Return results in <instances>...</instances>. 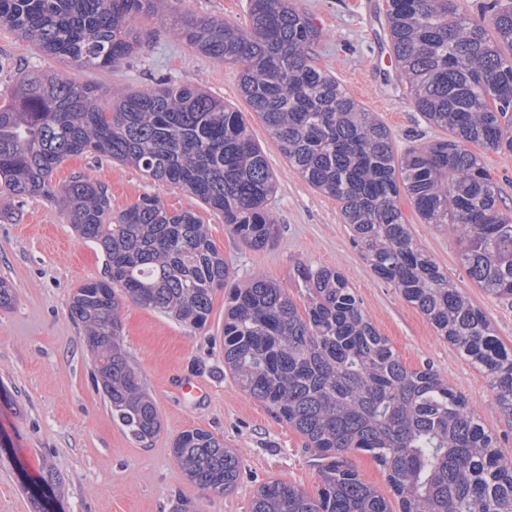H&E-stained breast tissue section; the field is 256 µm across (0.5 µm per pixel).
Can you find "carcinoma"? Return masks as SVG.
I'll use <instances>...</instances> for the list:
<instances>
[{
	"label": "carcinoma",
	"mask_w": 512,
	"mask_h": 512,
	"mask_svg": "<svg viewBox=\"0 0 512 512\" xmlns=\"http://www.w3.org/2000/svg\"><path fill=\"white\" fill-rule=\"evenodd\" d=\"M167 0H0V20L48 56L78 69L112 70L142 46L135 24ZM488 21L454 0H387L398 77L414 108L448 136L395 151L387 127L328 71L323 32L296 0H250L249 27L196 18L181 37L238 67L239 89L288 166L341 204L342 222L372 270L392 283L439 335L490 379L493 404L512 417V347L485 313L423 252L399 207L407 195L426 224L460 245L467 275L512 299V211L469 145L512 152V0H491ZM94 152L186 191L254 250L274 242L275 180L243 114L224 100L166 79L126 93L50 70L17 74L0 98V194L55 204L79 236L106 255L101 279L73 294L112 419L140 440L161 430L156 406L120 343L123 301L204 327L212 296L233 272L204 224L144 194L112 212L108 188L77 175L53 183L69 156ZM311 300L255 277L228 296L224 367L272 408L319 458L316 493L262 484L250 512H393L346 458L370 455L398 512H512V450L431 366L406 367L364 313L346 276L303 268ZM176 464L203 489L227 494L241 460L194 428L174 442Z\"/></svg>",
	"instance_id": "cac0c4a2"
}]
</instances>
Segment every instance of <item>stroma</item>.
I'll return each mask as SVG.
<instances>
[{"label": "stroma", "instance_id": "stroma-1", "mask_svg": "<svg viewBox=\"0 0 512 512\" xmlns=\"http://www.w3.org/2000/svg\"><path fill=\"white\" fill-rule=\"evenodd\" d=\"M297 5L324 33L316 48L318 65L387 127L397 151L443 137L442 129L417 112L396 77L386 0H297ZM200 17L248 27L249 0H175L165 16H139L144 49L109 72L69 69L0 21V91L10 88L18 71L56 69L70 71L80 82L123 90H142L165 76L223 98L243 112L277 180L271 207L279 234L265 249L244 245L198 199L107 157H68L53 177L65 181L80 173L105 184L116 212L146 193L193 210L234 270L230 286L261 276L302 306L308 291L300 269H339L403 363L413 369L432 366L466 397L502 448L512 449V418L493 405L486 374L373 272L351 243L340 203L289 169L241 96L236 67L206 58L177 37L183 20ZM474 152L498 184L501 209L512 210V153L479 146ZM399 207L420 248L512 345V301L483 293L466 274L455 237L423 223L408 197L400 198ZM105 263L102 249L80 238L46 199L20 202L0 195V278L15 292L12 305L0 309V512H173L181 498L192 501L197 512H250L255 491L271 480L316 492L314 450L271 408L243 392L224 367V300L230 287L214 293L201 330L124 301L121 344L157 406L162 427L153 439L140 442L113 420L92 381L84 332L69 312L73 293L103 277ZM182 379L197 382L200 395L182 398L176 389ZM197 427L223 438L239 455L241 476L231 493L199 487L175 464L176 438Z\"/></svg>", "mask_w": 512, "mask_h": 512}]
</instances>
